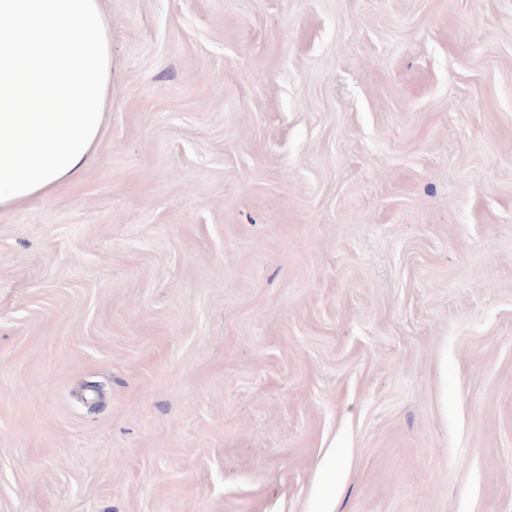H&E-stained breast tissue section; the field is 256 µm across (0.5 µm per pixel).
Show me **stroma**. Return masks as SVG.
<instances>
[{"mask_svg": "<svg viewBox=\"0 0 512 512\" xmlns=\"http://www.w3.org/2000/svg\"><path fill=\"white\" fill-rule=\"evenodd\" d=\"M106 11L0 210V512H512V0Z\"/></svg>", "mask_w": 512, "mask_h": 512, "instance_id": "obj_1", "label": "stroma"}]
</instances>
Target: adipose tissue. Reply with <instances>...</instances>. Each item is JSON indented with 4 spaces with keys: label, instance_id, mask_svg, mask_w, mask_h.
<instances>
[{
    "label": "adipose tissue",
    "instance_id": "1",
    "mask_svg": "<svg viewBox=\"0 0 512 512\" xmlns=\"http://www.w3.org/2000/svg\"><path fill=\"white\" fill-rule=\"evenodd\" d=\"M111 84L103 0H0V209L80 179Z\"/></svg>",
    "mask_w": 512,
    "mask_h": 512
}]
</instances>
